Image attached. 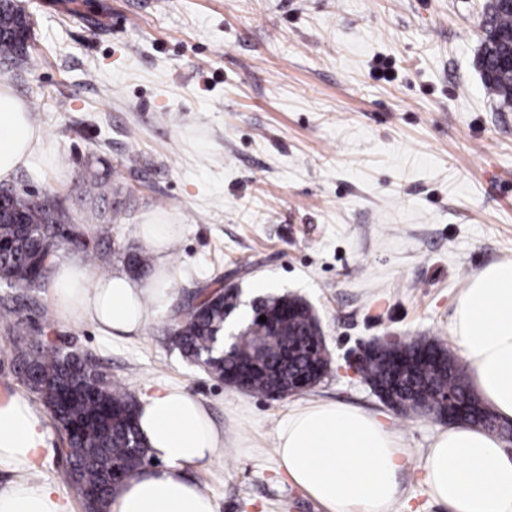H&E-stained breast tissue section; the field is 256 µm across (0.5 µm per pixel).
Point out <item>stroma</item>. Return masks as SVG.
I'll return each instance as SVG.
<instances>
[{
	"label": "stroma",
	"instance_id": "35a3bbf8",
	"mask_svg": "<svg viewBox=\"0 0 512 512\" xmlns=\"http://www.w3.org/2000/svg\"><path fill=\"white\" fill-rule=\"evenodd\" d=\"M485 0H23L32 68L0 63L45 134L10 181L56 194L94 238L97 274L125 271L137 224L178 225L170 301L196 288L313 308L327 376L279 400L227 386L183 358L159 314L139 335L99 334L56 310L53 286L0 284V390L24 391L13 363L26 336L88 353L132 394L166 382L201 400L226 453L186 474L219 512H325L277 474L275 429L289 409L331 400L380 414L413 462L395 512H449L418 462L439 421L385 406L352 362L368 342L452 345L469 276L512 259V108L477 68ZM386 59L390 80L373 76ZM138 156L130 166L129 156ZM104 174V199L84 192ZM39 474L61 482L62 432Z\"/></svg>",
	"mask_w": 512,
	"mask_h": 512
}]
</instances>
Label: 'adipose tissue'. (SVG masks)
Instances as JSON below:
<instances>
[{"mask_svg":"<svg viewBox=\"0 0 512 512\" xmlns=\"http://www.w3.org/2000/svg\"><path fill=\"white\" fill-rule=\"evenodd\" d=\"M42 142L31 113L1 85L0 181L10 180ZM136 235L154 249V276L96 275L80 261L61 262L53 276L58 311L92 320L104 335L125 336L164 309L173 276L171 227L141 224ZM450 331L476 394L512 423V259L472 275ZM136 425L154 464L120 484L108 512H218L216 500L185 473L224 449V434L204 404L160 382L140 395ZM50 453L44 411L25 394H0V472L9 477L0 487V512H70L54 482L32 477ZM274 456L289 481L327 512H392L402 496L398 475L412 462L379 415L332 401L290 410L276 430ZM421 470L433 499L450 512H512V453L494 433L450 423L435 435Z\"/></svg>","mask_w":512,"mask_h":512,"instance_id":"adipose-tissue-1","label":"adipose tissue"}]
</instances>
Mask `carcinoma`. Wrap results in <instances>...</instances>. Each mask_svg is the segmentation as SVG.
<instances>
[{"label": "carcinoma", "mask_w": 512, "mask_h": 512, "mask_svg": "<svg viewBox=\"0 0 512 512\" xmlns=\"http://www.w3.org/2000/svg\"><path fill=\"white\" fill-rule=\"evenodd\" d=\"M26 27L25 7L19 0L0 5V61L14 67L33 66L29 46L17 36ZM480 27L485 37L512 32V10L498 0H488ZM481 80L501 106H512V70L497 68L492 51L483 43L477 56ZM92 197L104 198L106 184L95 173L85 180ZM44 196L14 195L0 207V272L31 287L45 286L53 248L73 243L79 232L72 224L54 221L43 202ZM26 228H21L17 220ZM127 268L143 275L150 268V256L143 246L124 255ZM236 309L232 295L202 301L182 325H169L168 341L182 356L192 360L207 357L211 343L224 333V325ZM252 318L237 337V351L247 354L263 338L279 331L288 346V355L269 351L258 370L246 380L248 392L268 396L277 388L304 380L303 391L318 385L326 376L328 362L321 356V344L315 336L316 319L312 310L296 296L260 297L253 301ZM266 321H259V317ZM415 349L426 348L442 357L439 367L417 370L403 379L405 392L420 403H428L442 412L464 406L466 421L490 431L498 423L495 414L471 389L467 367L435 340L417 339ZM18 377L49 410L65 433L68 466L62 473L83 498H89L91 512H106L113 487L151 463L141 443L135 423V398L122 384L112 381L97 367H86L83 354L49 346L41 336H28L17 352ZM238 371L234 358L214 359L208 373L232 383ZM372 386L390 380L391 366L384 355H376L360 370Z\"/></svg>", "instance_id": "obj_1"}]
</instances>
